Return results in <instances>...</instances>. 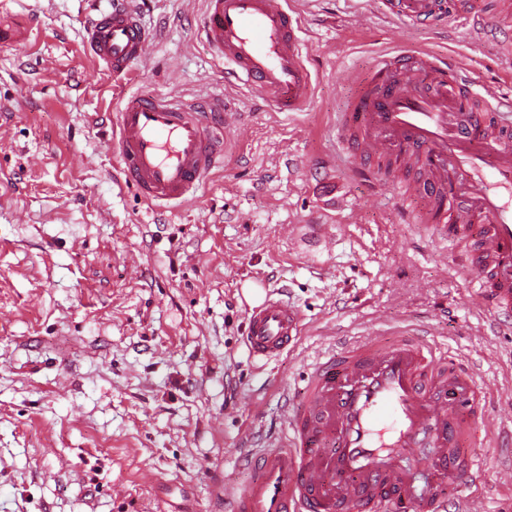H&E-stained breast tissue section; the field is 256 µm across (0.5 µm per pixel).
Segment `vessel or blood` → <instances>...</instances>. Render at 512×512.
<instances>
[{
    "mask_svg": "<svg viewBox=\"0 0 512 512\" xmlns=\"http://www.w3.org/2000/svg\"><path fill=\"white\" fill-rule=\"evenodd\" d=\"M199 32L224 62L277 112L306 107L312 75L301 19L280 0H206ZM398 17L418 23L445 14L446 0H394ZM154 41L129 0H112L86 30V47L115 76L128 75ZM358 124L336 122L355 177L380 183L379 163L397 160L420 174L392 190L399 220L420 190L437 233L464 246L466 277L492 313L512 308V97L467 79L455 60L430 50L376 56L354 85ZM231 110L223 101L184 103L133 94L121 104L112 142L120 175L151 204L189 201L224 165ZM305 325L279 296L247 309L251 358L293 351ZM485 392L454 356L404 327L385 339L357 338L317 359L282 412L284 431L254 458L255 474L224 492V512H446L438 488L473 482L479 462L463 452L478 439ZM427 447L421 476L402 467Z\"/></svg>",
    "mask_w": 512,
    "mask_h": 512,
    "instance_id": "vessel-or-blood-1",
    "label": "vessel or blood"
}]
</instances>
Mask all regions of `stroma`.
Masks as SVG:
<instances>
[{"label":"stroma","instance_id":"stroma-1","mask_svg":"<svg viewBox=\"0 0 512 512\" xmlns=\"http://www.w3.org/2000/svg\"><path fill=\"white\" fill-rule=\"evenodd\" d=\"M157 33L119 80L84 47L98 0H0V512H224L253 476L296 384L346 337L431 326L486 388L489 426L512 428V333L498 334L457 245L392 221L389 193L353 178L336 117L381 50L457 60L512 95V17L497 26L404 24L385 0H287L304 28L312 93L302 115L266 110L201 40L206 0H139ZM221 98L244 115L221 171L177 209L119 181L109 143L121 98ZM333 225L328 244L312 228ZM298 226L290 237L289 226ZM283 290L297 347L256 367L242 343L245 284ZM465 498L512 512V445L470 447Z\"/></svg>","mask_w":512,"mask_h":512}]
</instances>
